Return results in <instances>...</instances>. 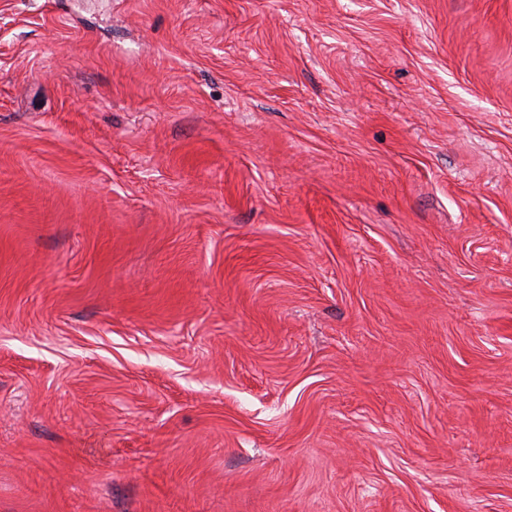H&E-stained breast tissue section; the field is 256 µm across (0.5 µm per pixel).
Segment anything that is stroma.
Wrapping results in <instances>:
<instances>
[{
	"label": "stroma",
	"instance_id": "obj_1",
	"mask_svg": "<svg viewBox=\"0 0 512 512\" xmlns=\"http://www.w3.org/2000/svg\"><path fill=\"white\" fill-rule=\"evenodd\" d=\"M0 512H512V0H0Z\"/></svg>",
	"mask_w": 512,
	"mask_h": 512
}]
</instances>
